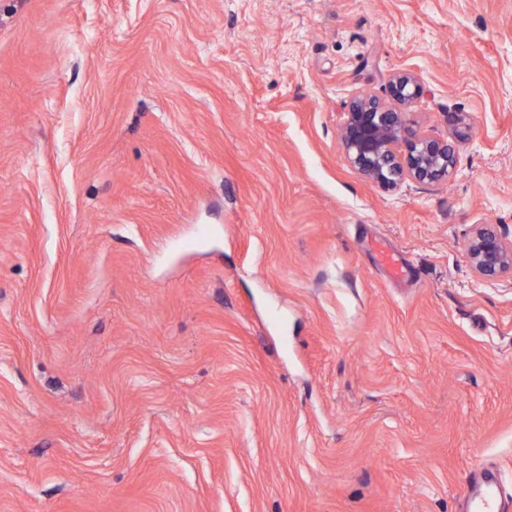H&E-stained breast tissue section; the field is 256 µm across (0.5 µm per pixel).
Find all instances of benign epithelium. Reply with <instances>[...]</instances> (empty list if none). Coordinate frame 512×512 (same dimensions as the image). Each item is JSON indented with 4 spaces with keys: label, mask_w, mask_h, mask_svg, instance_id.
<instances>
[{
    "label": "benign epithelium",
    "mask_w": 512,
    "mask_h": 512,
    "mask_svg": "<svg viewBox=\"0 0 512 512\" xmlns=\"http://www.w3.org/2000/svg\"><path fill=\"white\" fill-rule=\"evenodd\" d=\"M420 90L414 74L399 72L389 82L391 102L368 95L349 102L340 139L349 163L367 180L384 187L395 186L404 178L425 184L449 176L455 168L453 145L411 133L405 125L401 106ZM466 251L477 276L494 280L512 274V239L495 225H480Z\"/></svg>",
    "instance_id": "7a95c632"
}]
</instances>
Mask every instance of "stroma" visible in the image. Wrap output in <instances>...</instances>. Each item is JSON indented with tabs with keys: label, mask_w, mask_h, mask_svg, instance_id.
Listing matches in <instances>:
<instances>
[{
	"label": "stroma",
	"mask_w": 512,
	"mask_h": 512,
	"mask_svg": "<svg viewBox=\"0 0 512 512\" xmlns=\"http://www.w3.org/2000/svg\"><path fill=\"white\" fill-rule=\"evenodd\" d=\"M414 73L447 181L348 163ZM512 0H0V512L512 498ZM399 259L403 276L382 260ZM466 251L477 276L494 280L505 273L512 275V239L507 240L495 225H480Z\"/></svg>",
	"instance_id": "stroma-1"
}]
</instances>
